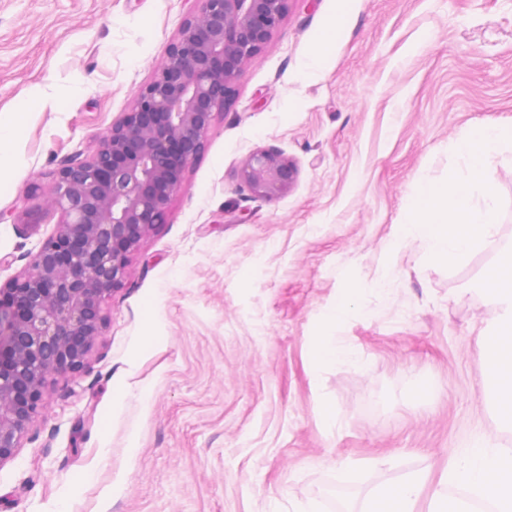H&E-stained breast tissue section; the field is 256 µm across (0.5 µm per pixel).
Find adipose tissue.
Returning <instances> with one entry per match:
<instances>
[{
  "label": "adipose tissue",
  "instance_id": "ef3b65f1",
  "mask_svg": "<svg viewBox=\"0 0 512 512\" xmlns=\"http://www.w3.org/2000/svg\"><path fill=\"white\" fill-rule=\"evenodd\" d=\"M512 143V126L480 125L455 146L464 171L445 185L420 184L416 203L405 224L399 225L397 240L420 242L435 261L452 265L493 243L497 202L488 189L484 172L491 155L503 144ZM488 299L503 309L505 316L490 335L479 337L485 372L501 425L512 428V254H504L484 281ZM448 485L481 496L494 512H512V448L498 446L488 435L471 439L456 451L444 472ZM423 473L374 488L359 512H415L424 485Z\"/></svg>",
  "mask_w": 512,
  "mask_h": 512
}]
</instances>
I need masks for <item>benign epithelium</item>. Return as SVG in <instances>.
Instances as JSON below:
<instances>
[{"mask_svg": "<svg viewBox=\"0 0 512 512\" xmlns=\"http://www.w3.org/2000/svg\"><path fill=\"white\" fill-rule=\"evenodd\" d=\"M184 20L154 78L87 159L65 160L50 208L62 220L15 279L0 283V463L10 459L50 375L78 370L104 324V301L130 253L165 213L204 150L230 83L270 40L291 0H204ZM295 164L274 149L246 158L241 179L273 199Z\"/></svg>", "mask_w": 512, "mask_h": 512, "instance_id": "7a95c632", "label": "benign epithelium"}]
</instances>
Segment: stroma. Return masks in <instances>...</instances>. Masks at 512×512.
<instances>
[{
    "label": "stroma",
    "mask_w": 512,
    "mask_h": 512,
    "mask_svg": "<svg viewBox=\"0 0 512 512\" xmlns=\"http://www.w3.org/2000/svg\"><path fill=\"white\" fill-rule=\"evenodd\" d=\"M203 6L0 0V113L26 127L0 192V256L16 258L1 282L56 231L61 162L93 154ZM481 123L512 125V0H291L131 254L83 368L49 377L0 464V512H355L417 471L415 512H430L471 438L512 447L477 346L502 319L481 285L512 248V146L486 173L495 247L446 266L396 241L420 183L454 178V145ZM261 148L297 168L270 200L240 178ZM350 295L335 334L359 361L319 370L313 341Z\"/></svg>",
    "instance_id": "1"
}]
</instances>
